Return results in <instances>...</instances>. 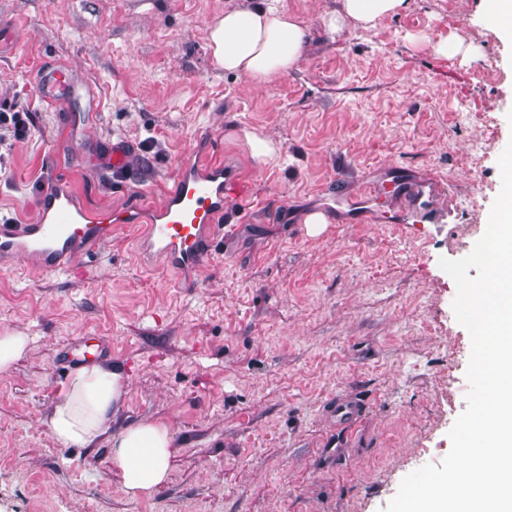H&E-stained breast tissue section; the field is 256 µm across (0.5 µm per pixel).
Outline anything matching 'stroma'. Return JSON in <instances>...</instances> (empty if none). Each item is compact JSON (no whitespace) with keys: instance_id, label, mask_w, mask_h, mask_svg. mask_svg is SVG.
I'll list each match as a JSON object with an SVG mask.
<instances>
[{"instance_id":"stroma-1","label":"stroma","mask_w":512,"mask_h":512,"mask_svg":"<svg viewBox=\"0 0 512 512\" xmlns=\"http://www.w3.org/2000/svg\"><path fill=\"white\" fill-rule=\"evenodd\" d=\"M243 0H0V105L31 115L0 178V217L31 223L69 181L95 212L157 200L194 149L247 172L250 217L218 237L193 288L136 257L138 225L72 273L0 265V335L28 338L0 372V512H382L402 480L440 464L466 408L471 337L441 259L487 229L512 141V38L492 0H404L362 27L341 0H282L309 42L263 83L216 69L209 25ZM68 67L97 101L68 115L37 75ZM276 150L257 156L250 136ZM127 164L98 173L113 146ZM397 166L452 191L450 224H320L346 169L351 192ZM127 383L118 426L173 442L166 482L133 498L109 443L59 445L42 418L99 344ZM366 410L337 447L327 408Z\"/></svg>"}]
</instances>
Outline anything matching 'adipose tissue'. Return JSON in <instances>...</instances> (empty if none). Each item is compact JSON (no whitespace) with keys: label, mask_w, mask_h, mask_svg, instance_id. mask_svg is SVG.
Returning <instances> with one entry per match:
<instances>
[{"label":"adipose tissue","mask_w":512,"mask_h":512,"mask_svg":"<svg viewBox=\"0 0 512 512\" xmlns=\"http://www.w3.org/2000/svg\"><path fill=\"white\" fill-rule=\"evenodd\" d=\"M402 4L403 0H342L341 11L330 17L328 26L338 30L348 19L367 26L397 12ZM307 43L306 26L275 0H246L210 26L215 66L259 81L287 75ZM124 392L121 372L85 365L72 373L44 422L64 447L88 448L108 440L111 466L121 474L124 492L147 497L167 478L172 437L166 425L150 421L113 431Z\"/></svg>","instance_id":"adipose-tissue-1"}]
</instances>
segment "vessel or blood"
<instances>
[{
  "label": "vessel or blood",
  "mask_w": 512,
  "mask_h": 512,
  "mask_svg": "<svg viewBox=\"0 0 512 512\" xmlns=\"http://www.w3.org/2000/svg\"><path fill=\"white\" fill-rule=\"evenodd\" d=\"M38 87L44 102L61 112L81 91L65 69L43 72ZM251 192L246 176L230 170L220 158L197 152L183 157L172 186L164 188L163 202L156 207L138 200L123 209L90 212L58 184L41 196L34 223L0 225V263L27 259L38 272H63L108 242L115 225L138 224L141 255L191 279L210 255L217 235L230 230L224 222L227 202L246 201ZM445 192L440 180L424 182L405 170L389 168L381 179L365 183L359 195L337 189L335 205L326 206L323 216L332 224H374L383 217L399 224H438L442 216L434 200ZM362 414L356 400L344 397L329 410L331 419L349 434Z\"/></svg>",
  "instance_id": "obj_1"
}]
</instances>
